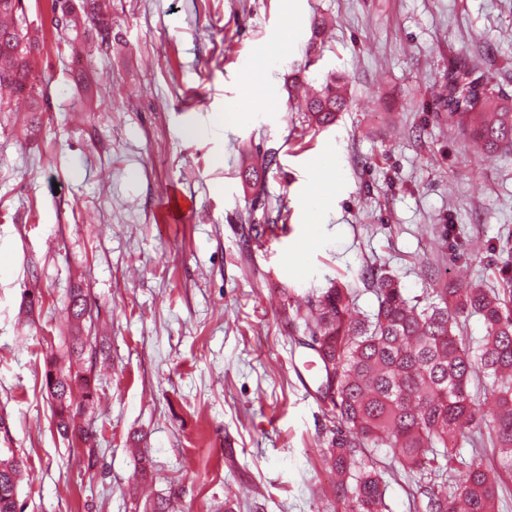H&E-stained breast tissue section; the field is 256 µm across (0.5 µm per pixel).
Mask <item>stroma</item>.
<instances>
[{
    "label": "stroma",
    "instance_id": "stroma-1",
    "mask_svg": "<svg viewBox=\"0 0 512 512\" xmlns=\"http://www.w3.org/2000/svg\"><path fill=\"white\" fill-rule=\"evenodd\" d=\"M28 5L42 130L0 112V448L29 471L21 512H134L135 445L169 512H334L296 307L342 281L373 313L380 268L411 298L496 282L512 148L487 157L442 92L466 68L493 88L482 111L512 113V0H111L110 47L77 58L51 0ZM330 72L348 106L318 132L300 101ZM269 153L277 170L243 183ZM171 187L179 224L158 220ZM77 282L104 341L91 470L43 386Z\"/></svg>",
    "mask_w": 512,
    "mask_h": 512
}]
</instances>
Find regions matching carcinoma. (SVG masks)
<instances>
[{"label":"carcinoma","instance_id":"obj_1","mask_svg":"<svg viewBox=\"0 0 512 512\" xmlns=\"http://www.w3.org/2000/svg\"><path fill=\"white\" fill-rule=\"evenodd\" d=\"M55 25L82 32L90 43L109 46L112 27L99 0H52ZM25 0H0V112L25 100L36 113L28 129L39 130L44 112L39 87L29 75L44 48L39 28L26 17ZM489 92L473 93L468 73L448 80V114L461 124ZM344 106L337 78H325L305 103L308 122L326 128ZM472 137L493 154L512 147V114L482 112ZM378 307L356 310L353 291L334 283L306 299L304 325L316 343L320 364L318 393L330 426L323 439V462L336 474V504L344 512H390L375 451L388 449L389 463L417 478L412 512H493L503 477L512 478V276L498 287L450 281L422 298L405 295L386 271L371 274ZM66 307L77 321L60 355H50L44 386L51 398L56 431L75 448H86V468L96 463L94 433L82 420L98 395L93 366L97 354L83 322L90 315L84 289H69ZM483 320L485 335H462L472 316ZM489 382L485 403L468 386ZM470 432L497 449V466L476 454L464 457L459 437ZM23 461L0 448V512H20L18 486Z\"/></svg>","mask_w":512,"mask_h":512}]
</instances>
